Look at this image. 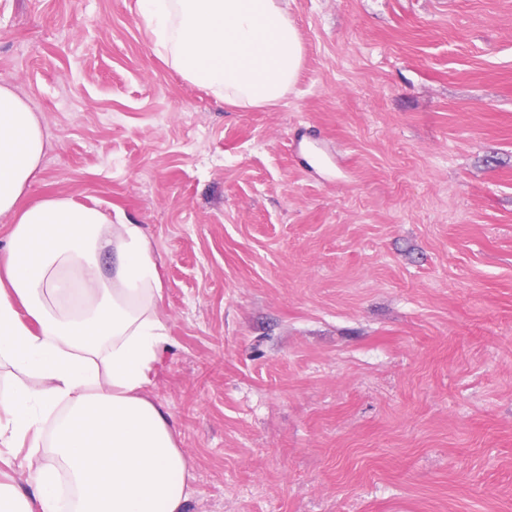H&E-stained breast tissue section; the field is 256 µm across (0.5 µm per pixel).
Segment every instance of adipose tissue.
I'll use <instances>...</instances> for the list:
<instances>
[{
    "label": "adipose tissue",
    "mask_w": 512,
    "mask_h": 512,
    "mask_svg": "<svg viewBox=\"0 0 512 512\" xmlns=\"http://www.w3.org/2000/svg\"><path fill=\"white\" fill-rule=\"evenodd\" d=\"M285 0H138L181 75L240 108L281 101L303 44ZM45 134L0 86V215L15 216L0 251V363L31 384L0 390V446L27 449L34 499L0 482V512H184L188 463L169 416L148 400L166 343L162 281L141 225L110 223L64 198L19 202ZM111 253L112 267L100 257ZM49 444L54 462L39 450Z\"/></svg>",
    "instance_id": "ef3b65f1"
}]
</instances>
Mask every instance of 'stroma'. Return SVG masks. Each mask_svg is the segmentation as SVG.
<instances>
[{
  "label": "stroma",
  "mask_w": 512,
  "mask_h": 512,
  "mask_svg": "<svg viewBox=\"0 0 512 512\" xmlns=\"http://www.w3.org/2000/svg\"><path fill=\"white\" fill-rule=\"evenodd\" d=\"M288 11L296 82L239 109L137 0H0L21 203L143 225L185 512H512V0Z\"/></svg>",
  "instance_id": "1"
}]
</instances>
